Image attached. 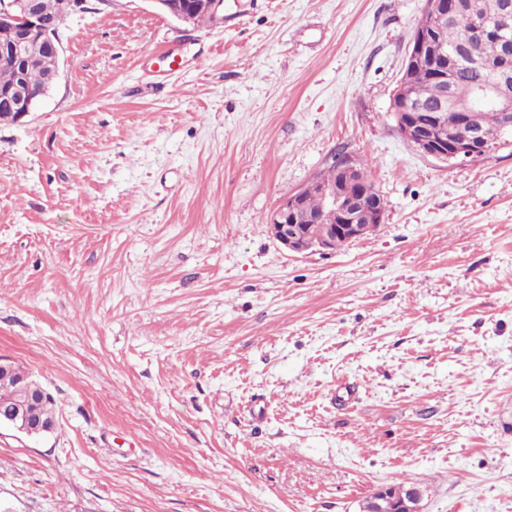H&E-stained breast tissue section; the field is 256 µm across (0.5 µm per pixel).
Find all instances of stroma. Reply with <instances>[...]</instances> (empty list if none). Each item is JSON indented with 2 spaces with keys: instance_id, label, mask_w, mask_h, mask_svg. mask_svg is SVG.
Returning a JSON list of instances; mask_svg holds the SVG:
<instances>
[{
  "instance_id": "obj_1",
  "label": "stroma",
  "mask_w": 512,
  "mask_h": 512,
  "mask_svg": "<svg viewBox=\"0 0 512 512\" xmlns=\"http://www.w3.org/2000/svg\"><path fill=\"white\" fill-rule=\"evenodd\" d=\"M422 0H89L0 123V356L56 401L0 427V512H512V141L446 164L390 112ZM176 55L166 72L160 51ZM385 219L294 254L334 156ZM174 1L177 0H152L160 10L169 12L178 21L188 24H204L212 21L210 16L204 12H197L198 10L208 11L213 21L219 19L221 13H224V0H184L188 2H178L177 5ZM34 53L38 57V63L27 75V84L34 90L39 91L44 83L45 77L54 69L59 67V62L55 58L42 51L40 47L33 48ZM59 71L51 73L47 76L46 82L49 86H54L58 78ZM35 97L36 92L32 93L23 88L0 92V100L12 105L19 112V118L31 112Z\"/></svg>"
}]
</instances>
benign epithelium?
<instances>
[{
  "label": "benign epithelium",
  "instance_id": "benign-epithelium-1",
  "mask_svg": "<svg viewBox=\"0 0 512 512\" xmlns=\"http://www.w3.org/2000/svg\"><path fill=\"white\" fill-rule=\"evenodd\" d=\"M156 6L175 19L191 24L197 11H207L212 18L219 19L224 12V0H152ZM462 0H426L430 14L445 19L461 8ZM84 8L82 0H65L60 5L57 21H43L38 0H0V29L10 33L11 39L0 44V60L12 62L26 69L35 63L29 55V44L36 39L55 54H60V29L69 14ZM497 37V31L481 23L474 37H466L457 54L467 58L472 51V39L484 40ZM437 36L432 31L413 36L402 76L394 91L391 105L395 127L402 137L421 154L433 159L450 162L466 159L476 149H485L502 138V132L512 128V79L505 71L490 69L492 79L481 84L476 99L479 104L494 106L505 117L500 132L491 135L477 130L460 142H446L436 136L441 121L447 116L445 109L456 110L460 122L470 119L471 105L443 95L438 102L424 104L409 98L407 93L414 74L421 68L428 76L440 83L448 80V58L436 51ZM36 94L23 88L0 92V100L12 105L23 117L31 112ZM338 179L323 182L313 178L299 191L289 195L269 217L267 228L270 236L285 250L301 254L309 250H336V239L342 237L351 243L376 230L384 222L385 208L377 202L378 192L363 186L356 179L357 166L350 160L337 166ZM318 192L326 207L337 213L340 223H327L319 215L303 210L306 193ZM13 429L28 436L38 431L40 424L30 419L25 410H18L12 419Z\"/></svg>",
  "mask_w": 512,
  "mask_h": 512
}]
</instances>
